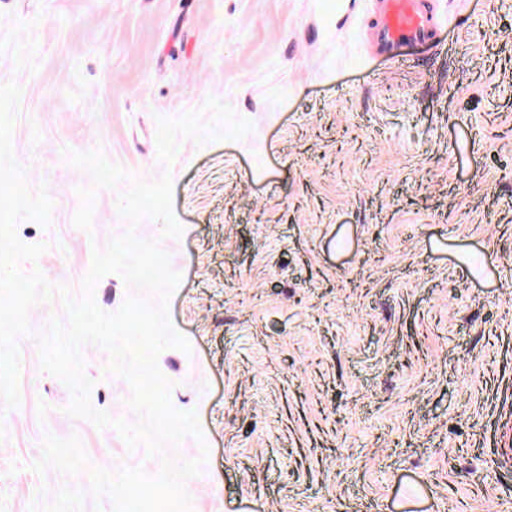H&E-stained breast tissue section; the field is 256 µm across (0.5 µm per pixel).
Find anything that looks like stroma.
<instances>
[{
	"instance_id": "stroma-1",
	"label": "stroma",
	"mask_w": 512,
	"mask_h": 512,
	"mask_svg": "<svg viewBox=\"0 0 512 512\" xmlns=\"http://www.w3.org/2000/svg\"><path fill=\"white\" fill-rule=\"evenodd\" d=\"M436 42L372 53L371 0H0L12 149L46 187L22 272L82 295L131 232L182 281L158 366L210 453L190 512H512V0H432ZM0 401V512H113L91 471L161 468L67 414L37 338ZM94 408L137 421L81 349Z\"/></svg>"
}]
</instances>
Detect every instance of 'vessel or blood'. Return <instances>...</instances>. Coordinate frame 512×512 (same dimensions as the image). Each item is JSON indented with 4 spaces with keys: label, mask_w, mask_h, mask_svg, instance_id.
<instances>
[{
    "label": "vessel or blood",
    "mask_w": 512,
    "mask_h": 512,
    "mask_svg": "<svg viewBox=\"0 0 512 512\" xmlns=\"http://www.w3.org/2000/svg\"><path fill=\"white\" fill-rule=\"evenodd\" d=\"M437 25L429 0H375L372 41L379 54L400 63L405 48L434 39Z\"/></svg>",
    "instance_id": "1"
}]
</instances>
